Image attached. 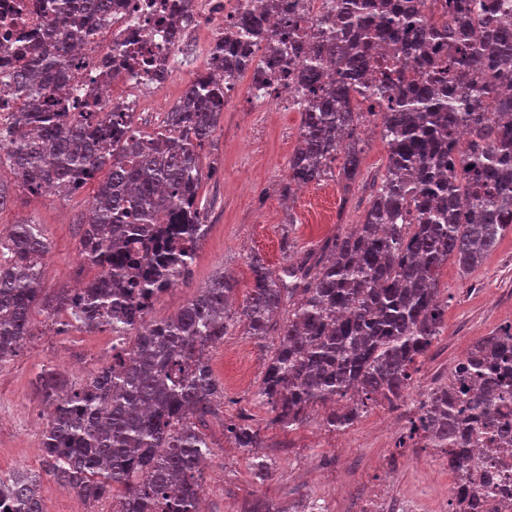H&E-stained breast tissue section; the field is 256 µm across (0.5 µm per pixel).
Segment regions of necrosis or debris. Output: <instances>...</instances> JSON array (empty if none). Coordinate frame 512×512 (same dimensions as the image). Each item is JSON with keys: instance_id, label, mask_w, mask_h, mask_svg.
<instances>
[{"instance_id": "obj_1", "label": "necrosis or debris", "mask_w": 512, "mask_h": 512, "mask_svg": "<svg viewBox=\"0 0 512 512\" xmlns=\"http://www.w3.org/2000/svg\"><path fill=\"white\" fill-rule=\"evenodd\" d=\"M117 7L102 23L101 31L111 34L115 50L102 48L99 41L75 47L73 58L77 74L57 94L62 107L71 106L79 98L108 102L124 106H137L145 95L146 87L136 69L130 68L118 48L129 45L138 48L147 58H163L168 70L180 64L172 47L168 27L164 22L173 7L182 8L190 19L181 31L182 38L197 37L203 47L202 71H212L225 43V28L229 20L240 13L247 0H158L155 11L142 7L143 0H115ZM43 0H0V77L6 63L12 58L14 46L20 37L41 35ZM247 94V109L262 112L271 106L284 110L294 108L299 86L295 80L270 83L261 80L256 70L225 81L224 98L232 100L238 91ZM473 469L478 473H491V492L500 512H512V468L496 465L488 446H477L473 455Z\"/></svg>"}]
</instances>
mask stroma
I'll list each match as a JSON object with an SVG mask.
<instances>
[{"label": "stroma", "mask_w": 512, "mask_h": 512, "mask_svg": "<svg viewBox=\"0 0 512 512\" xmlns=\"http://www.w3.org/2000/svg\"><path fill=\"white\" fill-rule=\"evenodd\" d=\"M196 78L193 68L172 75L160 91L151 94L150 111L136 113L138 126L154 131L159 125L155 113L168 111ZM300 122L296 111L225 110L202 151L204 166L212 170L200 191L209 231L198 248L189 280L161 296L153 318L171 315L224 271L237 280L236 300L244 302L252 286L248 254H260L274 269L283 261V238H290L296 249H315L326 237L350 231L359 223L372 185L386 165L378 120L361 129L364 151L355 183L344 185L335 173L287 201L282 186ZM0 183L11 192L10 203L0 210V231L32 221L41 224L48 240L42 279L46 294L94 276V269L80 261L79 239L95 185L67 197L32 195L17 186L6 167L0 169ZM439 286L448 299V312L441 335L412 377L408 395L413 402L446 382L454 364L477 339L512 322V233L469 272L446 264ZM274 348V338L258 340L239 329L208 350L214 374L224 387V402L204 429L213 449L205 468L206 512H249L258 499L276 512H287L302 497L316 492L324 494L328 512H356L361 496L379 485L395 497L422 498L425 512H448V489L455 478L440 449L408 438V410L380 406L336 433L328 431L317 415L289 433L273 424L272 413L257 402L256 393ZM111 357V332L75 328L61 332L45 312L34 313L32 336L15 356L0 363V473L40 469L47 411L35 387L38 374L51 368L78 383ZM242 411L262 429L263 453L275 464L273 475L263 482L251 478L247 452L224 432L225 420Z\"/></svg>", "instance_id": "stroma-1"}]
</instances>
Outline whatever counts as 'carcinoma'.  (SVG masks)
Returning a JSON list of instances; mask_svg holds the SVG:
<instances>
[{"label":"carcinoma","instance_id":"1","mask_svg":"<svg viewBox=\"0 0 512 512\" xmlns=\"http://www.w3.org/2000/svg\"><path fill=\"white\" fill-rule=\"evenodd\" d=\"M112 2L51 0L50 50L28 47L10 74L22 108L0 127V166L31 194L97 183L80 256L101 280L50 300L41 288L49 252L41 225L1 235L0 361L32 335L41 305L65 328L132 338L79 385L42 371L44 472L92 506L111 500L112 512H199L212 449L197 424L224 399L205 351L237 328L277 336L258 396L284 430L319 411L325 428L341 431L376 406L406 404L415 366L444 327L441 268L451 260L468 272L512 230V0H447L439 11L425 0H335L317 28L301 30L294 11L288 40L312 44L286 61L275 60L264 28L282 4L260 0L245 11L228 40L267 39L270 75L285 78L296 64L308 89L283 195L323 181L340 156L341 178L354 182L358 129L374 114L386 169L353 230L303 253L283 237L277 269L247 256L253 287L238 312L230 313L236 279L224 272L161 320L151 317L155 302L170 281L189 279L208 232L200 150L224 112V78L253 59L218 63L151 134L120 109L67 112L48 93L74 74L75 44L98 34ZM460 361L419 401L409 437L444 450L467 490L449 505L468 512L481 499L467 425L492 433L490 444L512 442L497 425L512 397V323L480 337ZM224 429L239 448L263 447L246 419ZM249 467L260 481L274 472L262 455ZM0 512H45L40 477L0 475Z\"/></svg>","mask_w":512,"mask_h":512}]
</instances>
